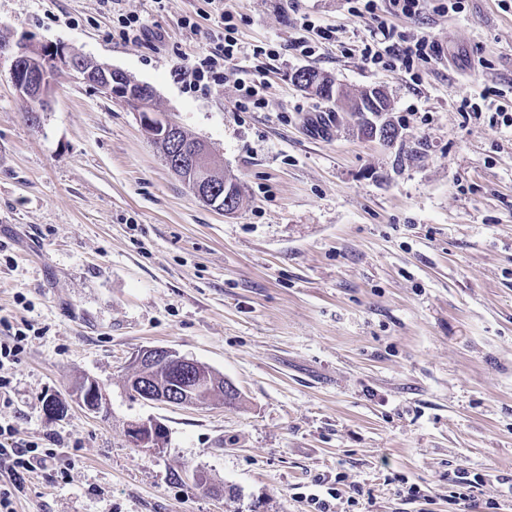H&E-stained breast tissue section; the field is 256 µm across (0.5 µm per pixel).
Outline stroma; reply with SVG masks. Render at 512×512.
<instances>
[{
    "label": "stroma",
    "instance_id": "1",
    "mask_svg": "<svg viewBox=\"0 0 512 512\" xmlns=\"http://www.w3.org/2000/svg\"><path fill=\"white\" fill-rule=\"evenodd\" d=\"M240 16L235 68L268 44L267 104L237 86L186 91L214 47L208 0H0V41L59 44L151 86L155 106L241 187L213 210L162 160L138 115L73 71L36 116L0 60V422L54 453L16 512H314L309 494L360 489L355 512H512V127L462 111L512 103V0L397 17L440 53L410 83L365 66L376 21L347 0H224ZM148 25L113 36L118 15ZM338 28L304 57V18ZM198 25L189 33L184 19ZM377 87L389 142L292 83ZM170 348L231 381L236 406L134 397L135 354ZM96 381L107 409L73 392ZM62 399L64 417L45 398ZM163 429L136 446L137 422ZM418 485L422 496L408 493ZM118 24V36L123 43H137L146 35V24L139 16L121 14Z\"/></svg>",
    "mask_w": 512,
    "mask_h": 512
}]
</instances>
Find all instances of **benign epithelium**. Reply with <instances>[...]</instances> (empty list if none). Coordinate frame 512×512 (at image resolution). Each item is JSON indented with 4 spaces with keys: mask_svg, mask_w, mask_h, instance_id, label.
Segmentation results:
<instances>
[{
    "mask_svg": "<svg viewBox=\"0 0 512 512\" xmlns=\"http://www.w3.org/2000/svg\"><path fill=\"white\" fill-rule=\"evenodd\" d=\"M11 59L10 77L19 95L29 103L31 111L45 107L56 86V73L60 69L74 71L83 79L100 89L107 97L120 102L130 101L136 106L141 129L150 139H168L173 154L168 158L172 171L189 182L191 191L203 202L226 214L233 212L231 197L218 190L209 181L211 166L207 146L201 141L179 140L180 126L159 113L154 107L155 92L143 83L136 82L124 72L104 65L91 69L83 68L82 58L64 51L59 46L34 48L24 42L16 46L0 43V59ZM137 363L147 362L155 370H165L177 376L180 383L161 390L155 384L141 382L130 387L131 393L143 400L164 402L172 406L192 405L186 397V389L202 385V364L179 355L166 347H150L136 356ZM106 404V396L99 384L91 382L80 399V406L96 413ZM155 425L135 423L128 428L129 436L140 447H154Z\"/></svg>",
    "mask_w": 512,
    "mask_h": 512,
    "instance_id": "obj_1",
    "label": "benign epithelium"
}]
</instances>
